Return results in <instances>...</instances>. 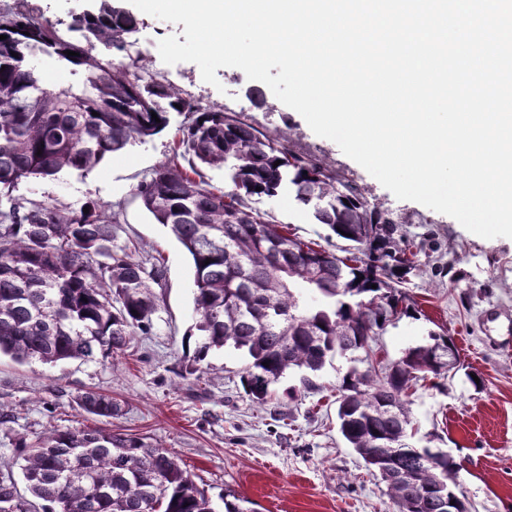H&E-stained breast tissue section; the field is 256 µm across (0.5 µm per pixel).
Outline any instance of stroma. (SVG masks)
I'll return each instance as SVG.
<instances>
[{
	"instance_id": "35a3bbf8",
	"label": "stroma",
	"mask_w": 512,
	"mask_h": 512,
	"mask_svg": "<svg viewBox=\"0 0 512 512\" xmlns=\"http://www.w3.org/2000/svg\"><path fill=\"white\" fill-rule=\"evenodd\" d=\"M139 20L136 48L147 75L201 106L236 114L272 136H289L297 151L336 168L367 199L384 201L400 235L419 246L420 268L406 284L418 311L388 325L379 353L391 362L428 342L430 332L448 331L463 367L442 389L410 396L407 408L417 428L412 443L455 457L472 512H512V238H481L448 215L397 199L242 70L217 69L214 86L195 63L165 64L158 42L182 34L183 25L144 13ZM183 121L173 115L163 132L110 155L86 176L64 172L19 186L20 196L58 205L89 198L120 205L119 241L135 246L138 256L162 259L166 281L155 291L160 308L151 329L127 351L54 366L0 358V414L10 417L0 424V474L21 480L26 451L19 438L101 425L169 452L219 510L229 491L252 501L255 512H397L384 483L338 432L336 387L348 358L327 363L314 391H304L298 375H285L275 400L260 407L241 384L243 355L224 349L199 357L191 262L134 196L142 176L170 155ZM256 207L302 239L322 244L329 234L288 196L261 199ZM198 367L205 371L200 379L193 374ZM477 378L482 386H474ZM85 391L112 395L124 414L103 422L83 412L74 398Z\"/></svg>"
}]
</instances>
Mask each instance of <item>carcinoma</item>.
<instances>
[{
  "label": "carcinoma",
  "instance_id": "cac0c4a2",
  "mask_svg": "<svg viewBox=\"0 0 512 512\" xmlns=\"http://www.w3.org/2000/svg\"><path fill=\"white\" fill-rule=\"evenodd\" d=\"M138 26L119 0H99L55 24L0 7V355L19 364L93 360L125 350L152 325L159 303L151 288L162 287L165 266L119 242L113 205L88 199L63 207L16 191L24 182L88 172L183 114L173 156L134 195L191 257L199 357L226 346L245 351L244 393L264 406L286 374H300L314 390L313 377L330 358L350 356L337 388L341 436L364 462L376 458L405 474L380 475L398 512H442L448 488L440 480L459 464L410 445L417 428L405 398L418 385L443 387L460 355L448 367L454 341L445 332L429 333L428 343L391 363L375 349L386 325L417 312L403 287L417 268L413 244L395 236L383 202L367 200L289 141L84 49L99 44L126 54ZM40 65L68 70L71 85L44 87ZM204 168L224 170L231 189H215ZM281 193L345 246L303 241L254 207ZM74 402L103 419L123 412L102 392ZM20 445L28 449L23 479L32 499L3 478L0 512H34L36 499L49 512H216L177 459L143 438L53 428Z\"/></svg>",
  "mask_w": 512,
  "mask_h": 512
}]
</instances>
